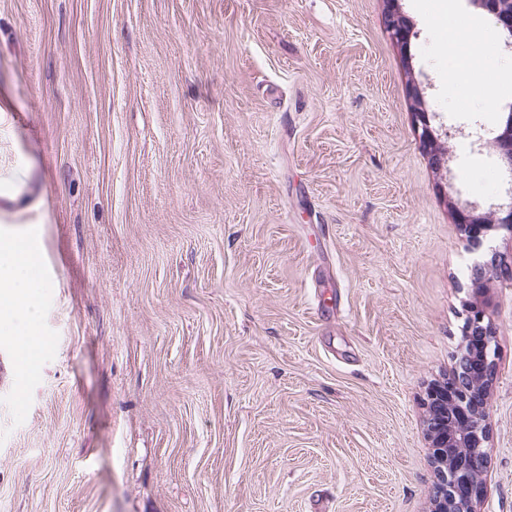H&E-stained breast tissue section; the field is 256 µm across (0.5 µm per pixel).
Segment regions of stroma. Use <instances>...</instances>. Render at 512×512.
I'll return each mask as SVG.
<instances>
[{
	"label": "stroma",
	"mask_w": 512,
	"mask_h": 512,
	"mask_svg": "<svg viewBox=\"0 0 512 512\" xmlns=\"http://www.w3.org/2000/svg\"><path fill=\"white\" fill-rule=\"evenodd\" d=\"M402 9L405 50L385 0H0V236L36 229L47 282L36 367L0 335V512H429L453 210L504 191L468 132L503 128L512 53L469 0ZM484 286L475 509L512 512V281ZM384 24L401 49H407L413 35V24L403 13L400 0H387ZM411 95L416 102L413 112L415 128L427 151L430 165L436 172L441 173L447 168L448 152L438 144V136L433 126L435 115L426 108L423 93L415 83L411 85Z\"/></svg>",
	"instance_id": "stroma-1"
}]
</instances>
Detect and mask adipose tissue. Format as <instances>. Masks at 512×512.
Segmentation results:
<instances>
[{"instance_id": "1", "label": "adipose tissue", "mask_w": 512, "mask_h": 512, "mask_svg": "<svg viewBox=\"0 0 512 512\" xmlns=\"http://www.w3.org/2000/svg\"><path fill=\"white\" fill-rule=\"evenodd\" d=\"M45 281L27 247L0 243V335L19 337L23 364H30L36 345L37 298Z\"/></svg>"}]
</instances>
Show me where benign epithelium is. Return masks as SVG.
I'll return each mask as SVG.
<instances>
[{
  "mask_svg": "<svg viewBox=\"0 0 512 512\" xmlns=\"http://www.w3.org/2000/svg\"><path fill=\"white\" fill-rule=\"evenodd\" d=\"M472 6L482 10L501 25L512 47V0H471ZM384 24L401 49H407L413 35V24L402 11L400 0H387ZM416 102L414 125L427 151L430 165L441 173L447 168L448 152L438 144L433 121L421 89L411 85ZM479 146H490L512 173V113L505 126L493 137L480 131L471 132ZM455 222L469 239L480 240L483 230L496 224L512 233V201L498 207L491 206L483 213L477 207L465 204L455 208ZM474 282L482 283L487 276L512 279V266L477 265L473 269ZM486 299L483 288L472 293L466 304L465 333L474 339L465 345L456 366L448 377L432 384L426 391L425 423L435 484L430 512H475L476 499L481 496L479 482L485 463V445L489 441L486 421L489 416L488 386L495 373L492 359V331L484 323Z\"/></svg>",
  "mask_w": 512,
  "mask_h": 512,
  "instance_id": "benign-epithelium-1",
  "label": "benign epithelium"
}]
</instances>
